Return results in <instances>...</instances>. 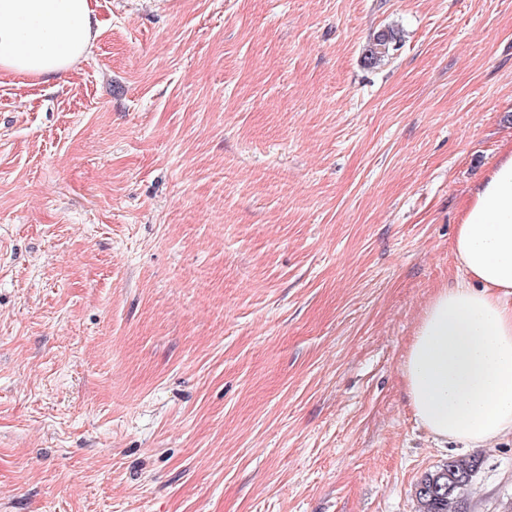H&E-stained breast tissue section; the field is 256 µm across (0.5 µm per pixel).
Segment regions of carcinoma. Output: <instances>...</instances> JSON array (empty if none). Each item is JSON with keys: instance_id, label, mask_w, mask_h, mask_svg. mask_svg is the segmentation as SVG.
<instances>
[{"instance_id": "cac0c4a2", "label": "carcinoma", "mask_w": 512, "mask_h": 512, "mask_svg": "<svg viewBox=\"0 0 512 512\" xmlns=\"http://www.w3.org/2000/svg\"><path fill=\"white\" fill-rule=\"evenodd\" d=\"M400 32L388 27L377 32L365 48L364 59L376 64L400 43ZM481 469L477 457L450 458L426 473L415 485L418 512H459L468 488Z\"/></svg>"}]
</instances>
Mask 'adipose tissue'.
I'll return each instance as SVG.
<instances>
[{
  "label": "adipose tissue",
  "instance_id": "adipose-tissue-1",
  "mask_svg": "<svg viewBox=\"0 0 512 512\" xmlns=\"http://www.w3.org/2000/svg\"><path fill=\"white\" fill-rule=\"evenodd\" d=\"M99 35L92 0H0V74L50 80ZM453 250L463 276L425 306L403 376L434 442L486 448L512 434V150L476 186Z\"/></svg>",
  "mask_w": 512,
  "mask_h": 512
}]
</instances>
